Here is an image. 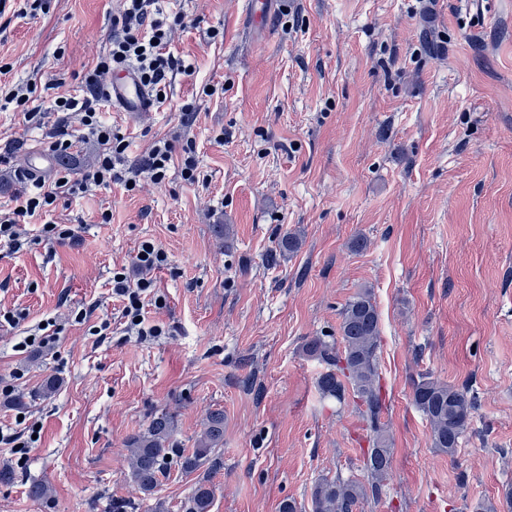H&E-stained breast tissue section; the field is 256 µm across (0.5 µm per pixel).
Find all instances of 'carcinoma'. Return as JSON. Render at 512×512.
<instances>
[{
	"label": "carcinoma",
	"instance_id": "cac0c4a2",
	"mask_svg": "<svg viewBox=\"0 0 512 512\" xmlns=\"http://www.w3.org/2000/svg\"><path fill=\"white\" fill-rule=\"evenodd\" d=\"M380 318L371 289L364 288L344 306L338 328L339 347L316 337L302 347L304 354L326 364V371L317 381L320 399L345 403L352 392L363 406L362 415L373 433L367 450L365 469L368 483L354 480L321 479L311 492V512H353L367 495L378 496L389 467L384 458L392 457L390 439L381 423L383 401L375 383L379 377L378 356ZM412 400L426 417L432 447L454 455L467 431L475 408L473 399L463 390L455 389L433 378L426 371L413 382ZM174 413L166 410L151 415L147 427L128 440L129 468L141 494L152 495L158 475L169 464L176 463L185 473H193L214 462L218 448L224 446V411L207 413L195 448L184 455L177 447ZM214 489L206 482L196 486L186 512H210Z\"/></svg>",
	"mask_w": 512,
	"mask_h": 512
}]
</instances>
